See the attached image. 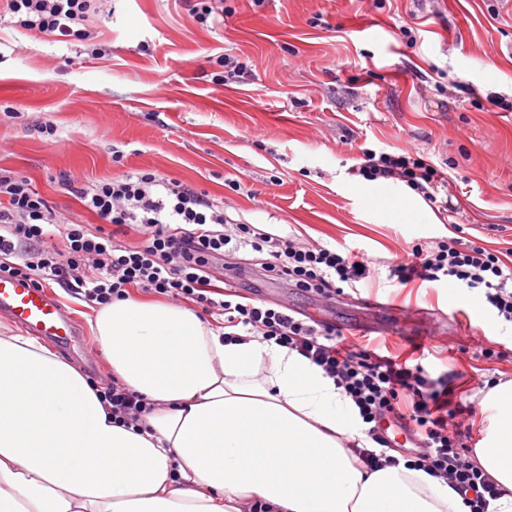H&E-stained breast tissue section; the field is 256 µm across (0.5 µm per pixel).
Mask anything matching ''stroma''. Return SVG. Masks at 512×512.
<instances>
[{
  "label": "stroma",
  "instance_id": "1",
  "mask_svg": "<svg viewBox=\"0 0 512 512\" xmlns=\"http://www.w3.org/2000/svg\"><path fill=\"white\" fill-rule=\"evenodd\" d=\"M211 5L224 20L206 28L184 0H103L89 39L58 42L13 26L0 0V168L86 224L99 219L65 180L153 170L205 191L234 220L364 252L370 283L330 298L269 279L248 251L225 277L357 344L419 350L480 441L484 381L512 379V324L478 291L396 286L389 269L442 237L512 250V0ZM224 54L246 66L242 82L214 83ZM377 147L427 154L451 179L448 210L402 183L353 175L362 149ZM398 205L406 214L387 218ZM54 292L88 337L86 350L60 357L111 383L93 310Z\"/></svg>",
  "mask_w": 512,
  "mask_h": 512
}]
</instances>
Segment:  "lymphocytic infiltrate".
Instances as JSON below:
<instances>
[{
  "instance_id": "f902f5d3",
  "label": "lymphocytic infiltrate",
  "mask_w": 512,
  "mask_h": 512,
  "mask_svg": "<svg viewBox=\"0 0 512 512\" xmlns=\"http://www.w3.org/2000/svg\"><path fill=\"white\" fill-rule=\"evenodd\" d=\"M16 26L59 41L84 40L99 0H5ZM355 174L368 181L396 180L437 203L449 177L416 150L362 151ZM66 189L97 215L99 225L62 222L28 179L0 173V274L21 275L36 286L56 283L95 307L129 296L131 289L202 306L215 317L225 341L240 333L295 349L342 386L359 410L372 448L356 449L368 468L404 459L410 469L470 492V512H488L496 483L473 461L461 431L450 430L456 410L443 381L422 364L348 341L336 327L297 317L280 303L238 294L220 282L219 261L247 249L261 254L268 276L325 297L370 278L364 254L305 244L231 219L205 192L155 171H137ZM398 284L413 279L451 281L481 291L498 317L512 323V263L501 252L458 239L414 245L391 271ZM410 432L415 448L391 456L389 425Z\"/></svg>"
}]
</instances>
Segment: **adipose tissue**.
<instances>
[{
  "instance_id": "ef3b65f1",
  "label": "adipose tissue",
  "mask_w": 512,
  "mask_h": 512,
  "mask_svg": "<svg viewBox=\"0 0 512 512\" xmlns=\"http://www.w3.org/2000/svg\"><path fill=\"white\" fill-rule=\"evenodd\" d=\"M91 327L119 385L151 404L122 426L87 377L33 337L0 334V512H469L444 481L371 470L353 401L297 351L227 343L194 309L134 298ZM474 450L512 512V380L487 388Z\"/></svg>"
}]
</instances>
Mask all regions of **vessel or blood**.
Masks as SVG:
<instances>
[{
	"mask_svg": "<svg viewBox=\"0 0 512 512\" xmlns=\"http://www.w3.org/2000/svg\"><path fill=\"white\" fill-rule=\"evenodd\" d=\"M0 312L31 333L65 345L77 337L75 321L50 290L21 276L0 277Z\"/></svg>",
	"mask_w": 512,
	"mask_h": 512,
	"instance_id": "obj_1",
	"label": "vessel or blood"
}]
</instances>
